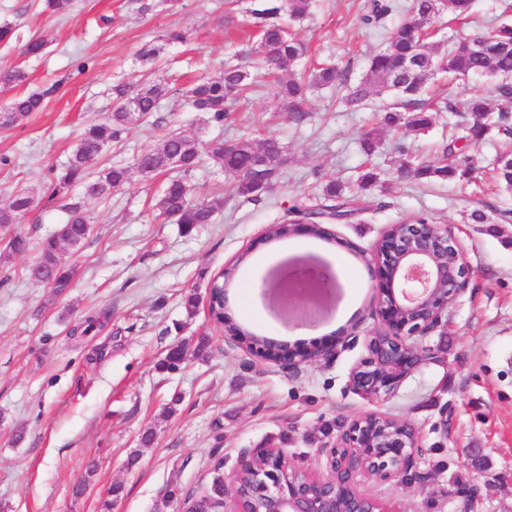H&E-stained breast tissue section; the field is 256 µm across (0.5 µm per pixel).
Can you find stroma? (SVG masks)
<instances>
[{
	"label": "stroma",
	"mask_w": 512,
	"mask_h": 512,
	"mask_svg": "<svg viewBox=\"0 0 512 512\" xmlns=\"http://www.w3.org/2000/svg\"><path fill=\"white\" fill-rule=\"evenodd\" d=\"M410 3L396 0L395 11L373 26L361 21L365 0H316L306 20L290 26L308 46L293 71L332 61L360 80ZM139 6L73 0L69 11L54 14L43 0H0V26L14 31L0 41V67L27 74L25 84L0 85V111L17 96L61 84L39 111L0 128V157L10 160L0 165V206L18 190L41 188L49 169L66 164L84 126L111 112L112 85L167 79L171 69L181 74L167 80L161 125H132L95 163L98 171L128 166L129 180L109 199L91 202L88 240L65 252L75 268L72 288L55 296L26 274L35 243L63 223L59 208L35 209L17 224L33 248L0 264V512H176L179 500L214 481L231 491L245 448L287 449L293 462L318 473L320 449L347 421L376 408L416 428L424 448L407 482L380 488L403 512H512V191L497 185L492 171L502 138L492 131L469 142L466 154L479 161L470 180L401 182L403 164L438 155L454 115L432 113L422 133L407 126L392 133L380 127L390 93L345 112L332 90L320 88L295 122L284 118L270 78L235 105L224 125L209 124L185 105L183 93L195 77L220 76L233 62L243 16L227 20L221 0H182L173 12L157 4L143 13ZM502 23L512 25V0H473L463 28L481 34ZM169 32L184 33V41L161 43ZM33 35L45 41L38 57L22 52ZM158 43L165 49L154 63L138 59L142 45ZM376 127L379 145L369 156L361 138ZM168 130L205 144L275 136L287 150L283 177L248 200L231 193L233 176L203 158L189 179L190 199L221 206L214 223L183 235L177 224L153 217L165 176L148 180L135 166ZM368 167L378 184L365 195L366 211L332 224L336 244L310 235L265 241L266 228L283 222L292 204L321 205L331 181L356 188ZM476 210L486 223L472 219ZM418 215L447 226L474 271L447 325L426 339L445 347L442 361L417 369L376 406L347 388L363 344L294 368L249 351L250 331L294 349L374 331L378 282L353 251H371L387 225ZM303 253L330 262L351 310L341 319L328 314L298 336L270 310L263 282L278 257ZM229 267L225 314L246 330L235 339L204 301L213 278ZM191 294L200 303L190 315L184 300ZM201 336L209 340L203 355L187 354L175 371L159 369L170 346ZM114 485L121 488L115 498L108 493ZM473 485L479 494L468 507L458 491ZM169 489L176 496L167 500Z\"/></svg>",
	"instance_id": "35a3bbf8"
}]
</instances>
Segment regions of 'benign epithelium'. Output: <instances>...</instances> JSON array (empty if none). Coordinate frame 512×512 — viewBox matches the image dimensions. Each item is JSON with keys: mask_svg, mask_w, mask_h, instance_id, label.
Instances as JSON below:
<instances>
[{"mask_svg": "<svg viewBox=\"0 0 512 512\" xmlns=\"http://www.w3.org/2000/svg\"><path fill=\"white\" fill-rule=\"evenodd\" d=\"M366 262L383 279L372 309L379 327L364 337L365 354L351 367L347 387L379 403L420 366L436 361L439 350L424 339L443 325L473 271L448 228L410 220L394 234L383 231ZM357 341L346 336L317 350H289L251 336L249 348L268 361L297 366L329 359ZM421 453L417 430L381 412L357 416L341 427L322 449L324 473L293 463L285 448H244L237 472L248 471L249 482L244 488L234 484L224 512H404L364 485L406 481Z\"/></svg>", "mask_w": 512, "mask_h": 512, "instance_id": "7a95c632", "label": "benign epithelium"}]
</instances>
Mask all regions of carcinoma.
Segmentation results:
<instances>
[{"label":"carcinoma","mask_w":512,"mask_h":512,"mask_svg":"<svg viewBox=\"0 0 512 512\" xmlns=\"http://www.w3.org/2000/svg\"><path fill=\"white\" fill-rule=\"evenodd\" d=\"M259 5L245 10L246 23L258 31L256 47L248 56L255 57L254 64L283 69L307 54V46L297 39L287 27L286 21H301L312 13L313 0H258ZM472 0H412L407 15L394 27L384 46L369 60L365 77L356 84L350 83L348 73L331 65H317L278 80L277 97L281 108L291 118L300 121L305 117L307 93L314 87H342L341 97L347 110L354 112L366 105L382 90L397 94L398 102L385 107L382 124L390 130L402 125L416 132H424L430 126L431 112H453L467 115L472 124L462 125L469 137L480 139L491 130L512 140V125L507 124L509 107L512 106V85L506 79L512 77V27L502 24L488 34L472 38L458 36L448 41V49L441 55L428 44L432 37L431 27L445 11L457 19H465ZM395 9L394 0H372L370 11L362 15L367 24H374ZM452 76L491 75L504 79L496 87L501 101L493 106L483 94H470L460 100L444 101L424 98L426 81L436 72ZM26 79L25 72L17 67L0 68V84H20ZM252 84V74L245 64L227 65L218 78L201 76L186 89L190 105L208 115L207 121L224 124L232 112V106ZM53 92L31 93L15 98L0 118L3 126H13L40 109L44 95ZM169 92L167 84L151 82L137 93L130 94L128 87L118 83L112 86V111L106 119L93 121L86 126L68 164L61 170H53L43 182L40 195L21 189L11 196L9 204L0 207V229L17 224L35 206L60 203L66 214L60 233L51 235L40 244L37 259L27 268V274L41 276L51 282L55 295L63 294L71 286L73 270L63 258L62 250L72 244L79 247L89 238L92 230L88 204L92 200L108 197L112 190L122 187L129 179V169L124 165H112L90 177V167L106 147L121 140L128 127L140 120L153 117L160 100ZM456 141L444 147L442 162L430 164L409 163L399 169L401 179H458L470 180L477 168L471 156L455 151ZM208 155L224 172L235 176V194L256 200L272 190L282 175L286 162L283 144L268 138L255 144L249 140L215 141L205 148L195 138L181 133L168 132L152 149L141 153L136 167L142 176H167L164 189L155 207L158 215L172 219L181 225L185 235L191 234L198 224L213 223L219 209L218 201L192 202L189 199L188 179L199 166L202 156ZM503 151L498 157L497 179L512 191V163L505 161L511 156ZM376 174L368 170L359 178L358 190L346 195L334 182L323 189L326 203L311 208L297 203L288 213L305 217L315 223L347 221L365 210L361 203L362 193L376 184ZM30 241L21 233H13L0 254V261L7 262L12 256L25 253ZM187 344L167 352L159 367L176 370L183 363Z\"/></svg>","instance_id":"carcinoma-1"}]
</instances>
